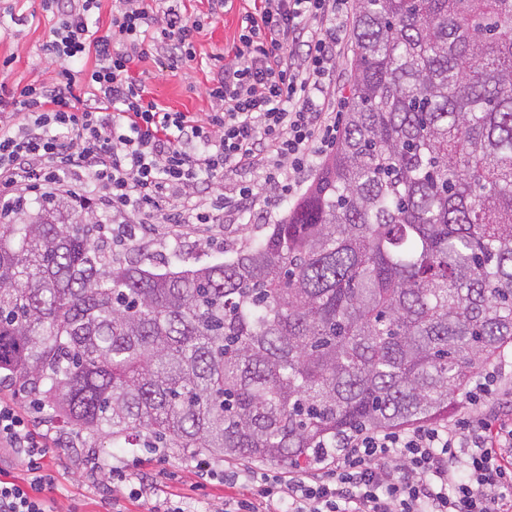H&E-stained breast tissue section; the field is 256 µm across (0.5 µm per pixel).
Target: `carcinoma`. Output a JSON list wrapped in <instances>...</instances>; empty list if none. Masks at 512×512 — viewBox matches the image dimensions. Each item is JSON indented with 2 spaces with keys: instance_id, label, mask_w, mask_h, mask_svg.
<instances>
[{
  "instance_id": "obj_1",
  "label": "carcinoma",
  "mask_w": 512,
  "mask_h": 512,
  "mask_svg": "<svg viewBox=\"0 0 512 512\" xmlns=\"http://www.w3.org/2000/svg\"><path fill=\"white\" fill-rule=\"evenodd\" d=\"M352 38L334 151L222 264L0 200V382L89 437L295 467L447 420L512 345V0H355Z\"/></svg>"
}]
</instances>
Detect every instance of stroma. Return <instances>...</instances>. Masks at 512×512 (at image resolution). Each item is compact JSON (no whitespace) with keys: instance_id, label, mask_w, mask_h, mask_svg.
<instances>
[{"instance_id":"stroma-1","label":"stroma","mask_w":512,"mask_h":512,"mask_svg":"<svg viewBox=\"0 0 512 512\" xmlns=\"http://www.w3.org/2000/svg\"><path fill=\"white\" fill-rule=\"evenodd\" d=\"M249 5V0H232L231 8L213 15L207 0H182L181 7L187 15L203 24L194 38L193 58L174 66L152 53L133 65V75L144 79L152 97L162 106L183 112L208 111L207 90L223 64V55L234 51L239 44L240 16ZM52 25V16L43 11L40 0H0V60L12 61L6 78L8 84L53 80L57 64L46 49ZM292 205V200L284 198L272 215L247 212L225 218L223 224L205 231L189 225L176 239L161 230L152 238L127 243L123 253L126 258L142 261L158 272L220 264L234 251L251 245L267 224L279 222ZM17 407L29 414L35 426L69 443L68 448L46 460L57 479V512H70L76 501L81 504L80 512H107L100 502L99 489L84 469L87 454L121 461L145 457V450L121 448L108 438L92 439L78 431L63 429L52 411L32 408L30 403L21 401ZM167 470L164 493L187 497L189 512H217L223 507L226 490L220 484L212 485L207 497H191L190 486L196 476L181 450L171 449Z\"/></svg>"}]
</instances>
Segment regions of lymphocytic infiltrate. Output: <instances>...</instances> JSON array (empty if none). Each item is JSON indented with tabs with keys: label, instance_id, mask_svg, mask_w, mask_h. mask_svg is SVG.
Wrapping results in <instances>:
<instances>
[{
	"label": "lymphocytic infiltrate",
	"instance_id": "f902f5d3",
	"mask_svg": "<svg viewBox=\"0 0 512 512\" xmlns=\"http://www.w3.org/2000/svg\"><path fill=\"white\" fill-rule=\"evenodd\" d=\"M351 0H253L241 17L239 44L208 90L202 114L162 109L130 65L148 50L171 62L192 58L202 23L174 4L114 0L107 33L94 21L101 0H42L55 24L49 51L53 84L8 89L0 113V197L36 187L66 188L82 207L99 203L113 218L140 214L138 232L158 224H222L225 214L255 206L253 187L213 191L227 171L262 172L267 206L297 190L315 153L331 148L337 127L327 108L336 91V49ZM316 19L306 29L304 19ZM93 57L78 74L72 62ZM471 396H492L494 411L396 430L355 428L337 454L316 464L268 472L245 462L215 467L195 448L186 454L195 491L216 482L234 489L224 512H512V386L495 371L477 377ZM54 446L8 398L0 397V451L26 470L0 479V512H56V479L44 460ZM151 471L115 466L112 483L152 512H185L158 498L166 448L152 450Z\"/></svg>",
	"mask_w": 512,
	"mask_h": 512
}]
</instances>
